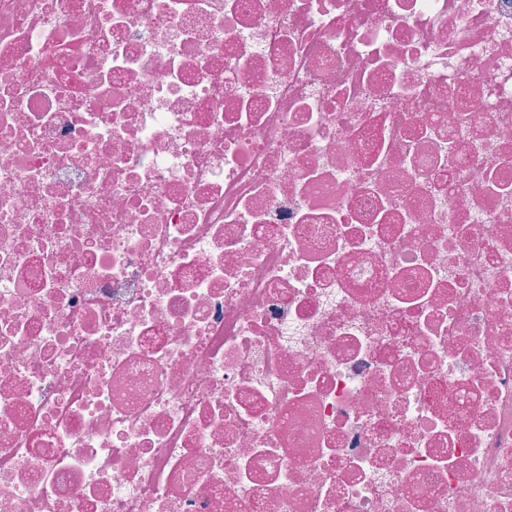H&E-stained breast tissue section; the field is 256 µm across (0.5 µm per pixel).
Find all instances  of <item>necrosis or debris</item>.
<instances>
[{"label":"necrosis or debris","mask_w":512,"mask_h":512,"mask_svg":"<svg viewBox=\"0 0 512 512\" xmlns=\"http://www.w3.org/2000/svg\"><path fill=\"white\" fill-rule=\"evenodd\" d=\"M0 512H512V0H0Z\"/></svg>","instance_id":"necrosis-or-debris-1"}]
</instances>
